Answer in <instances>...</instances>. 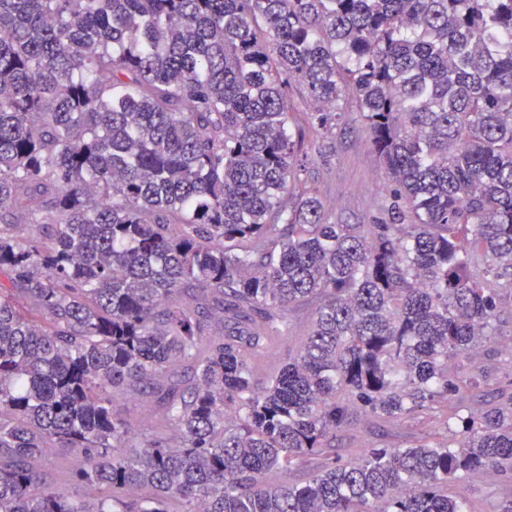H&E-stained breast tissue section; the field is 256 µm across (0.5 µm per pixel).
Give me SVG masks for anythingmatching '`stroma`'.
I'll list each match as a JSON object with an SVG mask.
<instances>
[{
  "label": "stroma",
  "mask_w": 512,
  "mask_h": 512,
  "mask_svg": "<svg viewBox=\"0 0 512 512\" xmlns=\"http://www.w3.org/2000/svg\"><path fill=\"white\" fill-rule=\"evenodd\" d=\"M293 127L304 132L303 149L308 156V181L315 187L337 221L343 224H380L387 218L389 187L373 150L371 135L358 113L346 112L332 135L317 126L310 98L299 84L289 89ZM499 317L495 333L483 340L474 355L454 361L452 375L466 378L473 363H480L485 379L471 392L464 410L479 415L512 396V289L499 291ZM313 316L309 305L296 307L288 316V330L273 337L266 356L256 362V378L264 380L301 345ZM448 437L446 405L417 409L395 422L377 420L360 413L338 432L336 451L350 461L373 448H402L439 443ZM512 485V472H493L476 478H460L453 490L477 512H494L497 491Z\"/></svg>",
  "instance_id": "35a3bbf8"
}]
</instances>
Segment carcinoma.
Returning <instances> with one entry per match:
<instances>
[{"label":"carcinoma","mask_w":512,"mask_h":512,"mask_svg":"<svg viewBox=\"0 0 512 512\" xmlns=\"http://www.w3.org/2000/svg\"><path fill=\"white\" fill-rule=\"evenodd\" d=\"M293 81L367 123L368 235L308 182ZM2 212L0 512H474L449 482L512 469V401L336 462L356 411L463 400L512 288V0H0ZM311 305L296 307L288 315V332L274 336L270 350L266 356L256 361V378L262 382L287 357L288 349L296 351L301 345L313 316ZM114 411L127 416L132 421H148L152 419L151 405L143 400L138 401L130 396H117L113 403Z\"/></svg>","instance_id":"1"}]
</instances>
